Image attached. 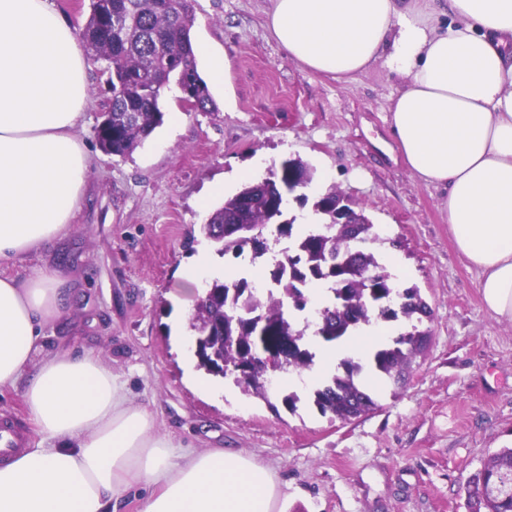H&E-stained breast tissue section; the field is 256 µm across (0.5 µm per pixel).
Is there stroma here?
I'll return each mask as SVG.
<instances>
[{
	"instance_id": "1",
	"label": "stroma",
	"mask_w": 512,
	"mask_h": 512,
	"mask_svg": "<svg viewBox=\"0 0 512 512\" xmlns=\"http://www.w3.org/2000/svg\"><path fill=\"white\" fill-rule=\"evenodd\" d=\"M271 0H195V41L224 56L217 109L161 96L163 124L131 156L105 154L95 129L107 94L104 61H90V105L76 136L94 159L73 229L22 262L57 269L72 295L45 328L47 350L100 354L127 379L135 404L158 431L192 450L233 448L274 465L285 512H471L465 486L488 456L512 448V323L491 318L478 274L457 253L438 190L415 179L386 120L401 80L374 65L349 83L304 70L266 27ZM299 157L317 177L308 204L337 188L385 237L380 259L397 255L404 286H417L432 315L428 351L404 385L377 393L373 412L348 422L314 406L281 409L283 394L312 386L283 373L268 399L232 378L202 392L188 382V317L201 294L181 276L210 242L208 212L243 184ZM404 243L395 251L390 239Z\"/></svg>"
}]
</instances>
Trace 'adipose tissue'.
<instances>
[{"label": "adipose tissue", "instance_id": "adipose-tissue-1", "mask_svg": "<svg viewBox=\"0 0 512 512\" xmlns=\"http://www.w3.org/2000/svg\"><path fill=\"white\" fill-rule=\"evenodd\" d=\"M266 25L305 70L401 78L389 122L408 168L440 189L482 303L512 323V0H272ZM88 61L50 0H0V264L66 236L92 157L75 136ZM70 290L55 269L0 273V393L21 390L32 432L0 458V512H283L275 466L157 433L98 353L42 351Z\"/></svg>", "mask_w": 512, "mask_h": 512}]
</instances>
